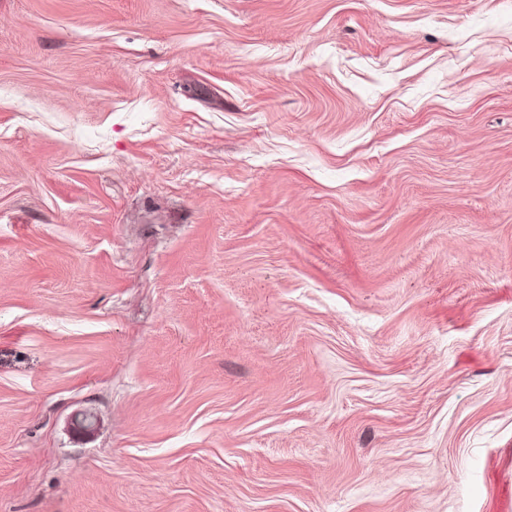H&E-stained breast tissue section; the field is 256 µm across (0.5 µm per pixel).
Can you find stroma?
Returning a JSON list of instances; mask_svg holds the SVG:
<instances>
[{
    "label": "stroma",
    "mask_w": 512,
    "mask_h": 512,
    "mask_svg": "<svg viewBox=\"0 0 512 512\" xmlns=\"http://www.w3.org/2000/svg\"><path fill=\"white\" fill-rule=\"evenodd\" d=\"M505 482L512 0H0V512Z\"/></svg>",
    "instance_id": "35a3bbf8"
}]
</instances>
